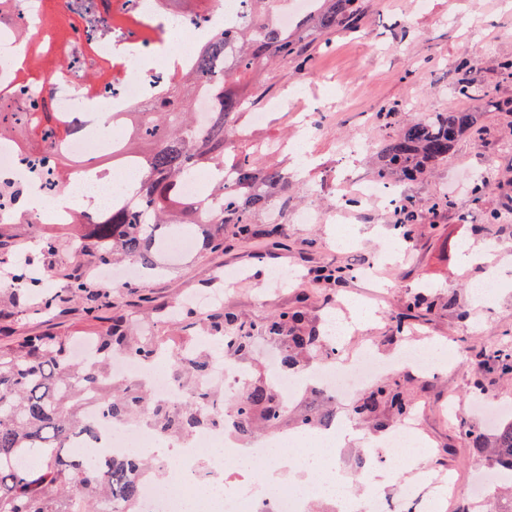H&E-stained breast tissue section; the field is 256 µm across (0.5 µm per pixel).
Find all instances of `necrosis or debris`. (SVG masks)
I'll return each instance as SVG.
<instances>
[{
    "instance_id": "4bbe7bcc",
    "label": "necrosis or debris",
    "mask_w": 512,
    "mask_h": 512,
    "mask_svg": "<svg viewBox=\"0 0 512 512\" xmlns=\"http://www.w3.org/2000/svg\"><path fill=\"white\" fill-rule=\"evenodd\" d=\"M248 15V0H193L189 7L181 0H0V106L28 112L47 96L61 116L81 117L68 135L38 136L24 144L0 139V185L21 191L20 198L0 204V222L11 224L22 215L39 223L69 222V203L60 202V193L38 173L44 159L58 153L72 161L63 191L72 200L93 192L100 211H107L114 183L106 181L99 161L111 158L121 140L111 128L113 118L158 97L195 63L202 47ZM380 367L366 347L321 360L301 376H277L276 387L288 402L320 381L347 401ZM109 371L148 387L158 404H177L188 396L162 358L143 363L116 353ZM84 418L94 423L96 436L76 438L73 445L89 449L96 465L156 461L161 475L144 481L140 512H305L310 498L335 493L342 483L337 476L307 487L247 481L253 460L287 453V438L234 456L224 446L220 423L168 438L143 420L113 419L97 406ZM231 465L243 480H225Z\"/></svg>"
}]
</instances>
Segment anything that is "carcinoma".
<instances>
[{
    "label": "carcinoma",
    "mask_w": 512,
    "mask_h": 512,
    "mask_svg": "<svg viewBox=\"0 0 512 512\" xmlns=\"http://www.w3.org/2000/svg\"><path fill=\"white\" fill-rule=\"evenodd\" d=\"M318 6L291 32L272 19L269 0H254L248 21L237 31L236 61L224 69L218 63L229 47L226 37L217 38L205 49L197 66L182 73L166 94L125 113L124 159L138 164L142 180L137 187L144 202L139 207L114 204L102 215L74 214L71 223L82 225L68 236V246L79 256L99 264L131 262L159 276L155 254L161 247V230H193L201 251L224 248V225L234 226L242 240L255 235L251 214L288 194V171L259 167L250 152L242 151L245 128L240 119L246 97L241 88L274 58L299 55L317 36L336 25L353 24L359 16V0H317ZM208 87L220 103L207 124L198 128L193 100L199 89ZM454 93L463 102L500 108L502 103L482 98L471 82L463 78ZM41 113L6 112L0 115V136L7 133L21 141L57 133L54 117L46 101ZM477 109L450 112H423L402 124L390 136L379 154L378 177L397 176L409 180L448 152L464 132L474 126ZM232 170L231 183L220 177ZM208 171L212 188L204 195L184 198L179 185L189 174ZM402 219L395 233L409 240L415 231L413 207L398 206ZM48 267L40 253L6 267L11 290L26 294L44 280L33 275ZM438 302L423 293L407 303V313L394 319L393 331L403 334L405 320L428 313ZM200 329L215 339L222 351L235 359L244 356L252 333L260 332L282 347V367L294 371L306 354H334L327 338L296 310H285L258 325L244 323L234 315L217 311L199 320ZM90 339L99 347L96 364L72 361L77 337L48 332L26 336L11 347H0V512H103L112 501L125 504L126 512H138L136 496L141 476L149 464L140 459L110 463L101 469L93 465L82 448H70L75 432H93L84 423L83 411L91 396L97 395L105 414L113 418L148 417L159 431L186 436L209 418L232 419L243 434L251 432L254 418L261 415L270 430L278 428L282 415L279 395L272 384H254L237 399L230 413L224 412L219 396L200 384L207 352L180 356L183 336H141L120 316L91 331ZM121 352L150 362L160 355L173 360L175 376L190 392L174 407L157 405L146 387L131 381L110 378L106 367L112 354ZM480 373L497 372L512 377V342H501L481 352ZM388 403L394 415L404 416L409 406L395 381L377 385L353 408L363 418L376 407ZM469 447L495 464H512V421L501 424L493 434L478 427L465 430ZM34 451L40 463L19 468L15 460Z\"/></svg>",
    "instance_id": "cac0c4a2"
}]
</instances>
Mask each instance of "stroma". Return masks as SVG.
<instances>
[{"label": "stroma", "mask_w": 512, "mask_h": 512, "mask_svg": "<svg viewBox=\"0 0 512 512\" xmlns=\"http://www.w3.org/2000/svg\"><path fill=\"white\" fill-rule=\"evenodd\" d=\"M361 3L355 27H337L328 44L312 42L305 56L278 62L265 76V97L298 90L292 103L307 108L313 121L306 163L286 152L257 158L259 166L281 167L292 178L287 202L277 205L281 239L259 233L242 241L232 225H225L223 249L186 256L144 288L100 284V299L93 308L74 297L43 312L30 300L14 304L8 288L0 286V346L46 332L79 336L116 314L142 324L154 320L157 309L211 288L217 271L238 268L247 274L224 284L223 307L241 320L260 323L296 307L326 334L336 317L337 299L351 296L370 303L372 316L351 314L353 330L342 340L344 351L369 345L377 356L393 362L405 342L429 339L454 345L462 355L447 370L425 374L393 362L383 375L384 380L398 381L410 406L408 417L430 440L431 453L382 448L387 428L395 424L385 405L377 410L376 423L354 420L358 438L337 447L331 464L344 473L343 490L357 501L372 493L394 496L422 470L443 482H471L484 459L463 436L464 429L477 422L470 404L479 399L492 406L512 405V380L480 374L478 357L481 349L512 330L511 111H482L447 160L414 179H392V186L419 216L404 253L385 252L399 212L378 199L346 210L343 220L357 237L349 247L332 245L333 225L297 220L308 203L327 211L357 183L374 181L378 152L394 127L420 112L459 108L453 87L461 61L475 58L467 77L490 98L512 99V76L498 67L499 61L512 58V0ZM357 138L367 142V150L346 152L345 143ZM476 179L491 185L478 200L466 189ZM445 196L451 206L433 209V202ZM493 211L499 219L488 232L484 224ZM466 246L488 253L499 269L503 286L493 303H481L471 288L483 277L482 267L460 265ZM332 261L349 268L350 276L336 284L318 280V269ZM285 268L295 270L297 277L284 288L274 273ZM423 288L440 300V308L408 320L401 342L390 341L393 317L404 313L407 300ZM451 296L456 302L450 307L446 301ZM279 352L276 342L255 337L249 354L238 361L242 378L270 382L267 361ZM311 412L338 416L342 409L323 391L309 390L288 406L279 432H292Z\"/></svg>", "instance_id": "35a3bbf8"}]
</instances>
